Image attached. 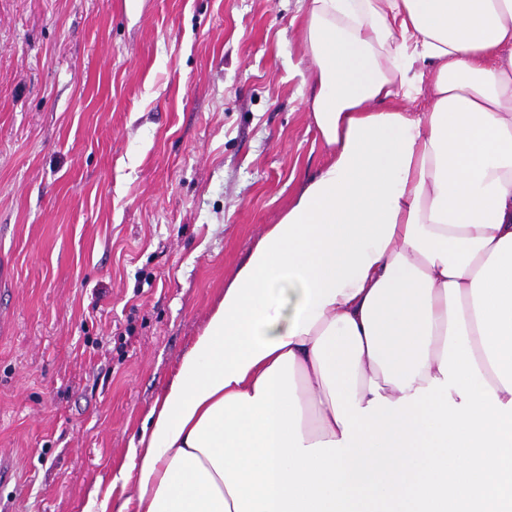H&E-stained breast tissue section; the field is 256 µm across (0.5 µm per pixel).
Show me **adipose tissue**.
I'll use <instances>...</instances> for the list:
<instances>
[{"instance_id":"adipose-tissue-1","label":"adipose tissue","mask_w":512,"mask_h":512,"mask_svg":"<svg viewBox=\"0 0 512 512\" xmlns=\"http://www.w3.org/2000/svg\"><path fill=\"white\" fill-rule=\"evenodd\" d=\"M302 2L329 159L90 500L512 512V0Z\"/></svg>"}]
</instances>
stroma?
<instances>
[{
  "instance_id": "obj_1",
  "label": "stroma",
  "mask_w": 512,
  "mask_h": 512,
  "mask_svg": "<svg viewBox=\"0 0 512 512\" xmlns=\"http://www.w3.org/2000/svg\"><path fill=\"white\" fill-rule=\"evenodd\" d=\"M299 0H0V512H92L328 159Z\"/></svg>"
}]
</instances>
